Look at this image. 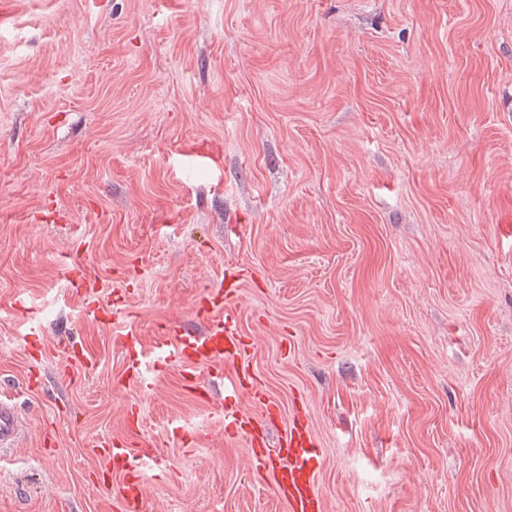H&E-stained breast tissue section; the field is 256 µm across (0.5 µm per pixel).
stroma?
Listing matches in <instances>:
<instances>
[{"mask_svg":"<svg viewBox=\"0 0 512 512\" xmlns=\"http://www.w3.org/2000/svg\"><path fill=\"white\" fill-rule=\"evenodd\" d=\"M0 512H284L224 369L121 335L229 305L324 452L323 512H512V0H0ZM121 292L86 316L66 261ZM38 331V342L26 338ZM89 362L68 364L67 343ZM139 406L141 426L127 412ZM125 353V363L127 372H132L135 377L141 380L142 363L145 358L144 345L138 336L127 332L121 341ZM22 426L14 407L0 399V447L9 448L20 435ZM92 451L106 461V468L102 471L108 479L105 484L112 485V476H120L122 483L118 487L116 498L121 502L125 512H139L143 500L141 494V481L151 471L153 451L150 445L141 448H131L124 440H109L100 442ZM112 461L124 462L119 470L112 469ZM134 488L138 490L136 493Z\"/></svg>","mask_w":512,"mask_h":512,"instance_id":"35a3bbf8","label":"stroma"}]
</instances>
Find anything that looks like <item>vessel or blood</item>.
Here are the masks:
<instances>
[{
    "mask_svg": "<svg viewBox=\"0 0 512 512\" xmlns=\"http://www.w3.org/2000/svg\"><path fill=\"white\" fill-rule=\"evenodd\" d=\"M239 280L228 281L213 290L207 301L198 306L194 324L171 321L162 324L161 336L153 352L154 369L177 364L183 369L185 379L197 384L195 365L211 363L225 366L224 374V426L230 437H244L252 449L254 468L268 478L274 495L286 503L288 512H322L323 498L317 483V473L323 456L322 450L306 418L295 415L285 418L284 436L279 447L266 445L265 433L254 428V419L274 420L282 416L281 405L268 397L259 384L246 358V344L238 330L235 317L225 312L223 306L237 294ZM126 368L141 374L145 358L144 346L138 336L126 334L122 340ZM248 391L259 408V416L241 413L233 406L239 393ZM22 431V422L14 407L0 399V447H10ZM97 455L108 461L104 473L122 479L116 494L124 512H140L143 496L139 491L141 481L151 471L153 453L151 446L130 447L123 440L100 442Z\"/></svg>",
    "mask_w": 512,
    "mask_h": 512,
    "instance_id": "vessel-or-blood-1",
    "label": "vessel or blood"
}]
</instances>
